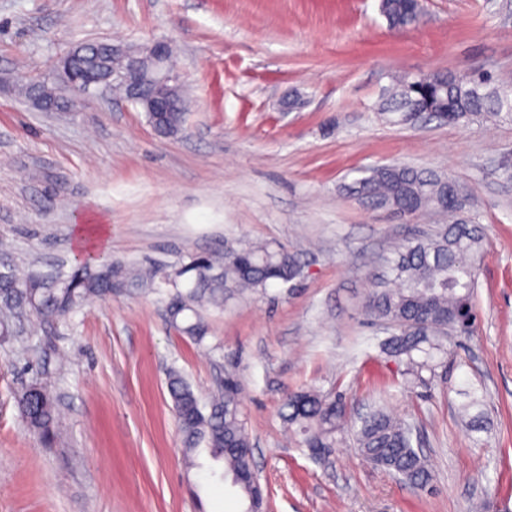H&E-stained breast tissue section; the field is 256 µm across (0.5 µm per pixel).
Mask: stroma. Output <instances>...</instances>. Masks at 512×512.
<instances>
[{"mask_svg":"<svg viewBox=\"0 0 512 512\" xmlns=\"http://www.w3.org/2000/svg\"><path fill=\"white\" fill-rule=\"evenodd\" d=\"M504 0H422L393 33L380 0H0V261L55 275L75 263V228L104 230L105 258L154 267L111 297L41 325L22 317L0 342V512H242L224 466L187 469L167 389L178 370L200 398L234 375L270 512H470L512 507V120L425 127L386 121L398 73L486 71L512 84ZM171 42L193 103L164 137L132 102L93 94L45 112L26 85L92 42ZM298 108H287L289 98ZM394 162L448 174L482 234L477 325L449 338L446 375L407 388L364 305L394 246L432 232L371 210L344 187ZM283 245L294 287L225 289L195 344L167 312L193 261L238 241ZM56 397L59 438L28 430L14 396L38 373ZM478 388L485 428L456 394ZM342 391L344 435L380 406L410 422L434 471L421 491L353 445L323 462L278 415L287 391Z\"/></svg>","mask_w":512,"mask_h":512,"instance_id":"stroma-1","label":"stroma"}]
</instances>
